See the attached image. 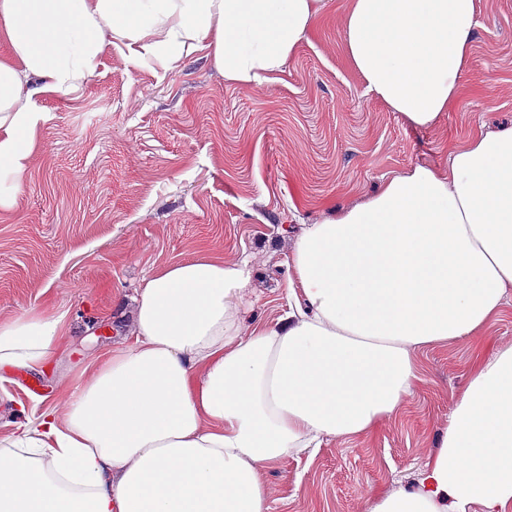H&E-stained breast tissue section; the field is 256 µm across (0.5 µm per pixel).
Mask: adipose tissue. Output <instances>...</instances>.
<instances>
[{
  "label": "adipose tissue",
  "mask_w": 512,
  "mask_h": 512,
  "mask_svg": "<svg viewBox=\"0 0 512 512\" xmlns=\"http://www.w3.org/2000/svg\"><path fill=\"white\" fill-rule=\"evenodd\" d=\"M479 0H350L343 40L368 90L411 124L457 103ZM325 0H0V208L44 121L35 99L95 73L106 47L171 70L209 49L225 79L282 71ZM287 316L243 327L249 262L208 248L153 273L132 338L0 436V512H273L265 473L289 452L372 431L413 393L414 352L485 335L512 295V127L473 130L306 225ZM66 314L0 322V368L44 372ZM512 512V346L478 345L413 489L370 512Z\"/></svg>",
  "instance_id": "obj_1"
}]
</instances>
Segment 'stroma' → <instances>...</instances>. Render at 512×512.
I'll use <instances>...</instances> for the list:
<instances>
[{
    "label": "stroma",
    "mask_w": 512,
    "mask_h": 512,
    "mask_svg": "<svg viewBox=\"0 0 512 512\" xmlns=\"http://www.w3.org/2000/svg\"><path fill=\"white\" fill-rule=\"evenodd\" d=\"M348 0H327L273 82L226 80L206 51L163 70L105 50L93 78L36 100L46 120L10 208L0 210V321L67 311L75 336L56 368H4L0 431L75 384L129 332L143 278L200 247L254 258L243 321L288 310L289 250L303 225L350 208L389 178L442 166L473 127L512 125V0H479L456 107L416 127L366 92L343 41ZM475 342L418 349L412 395L373 431L291 455L265 476L274 512H369L412 486L467 384Z\"/></svg>",
    "instance_id": "obj_1"
}]
</instances>
